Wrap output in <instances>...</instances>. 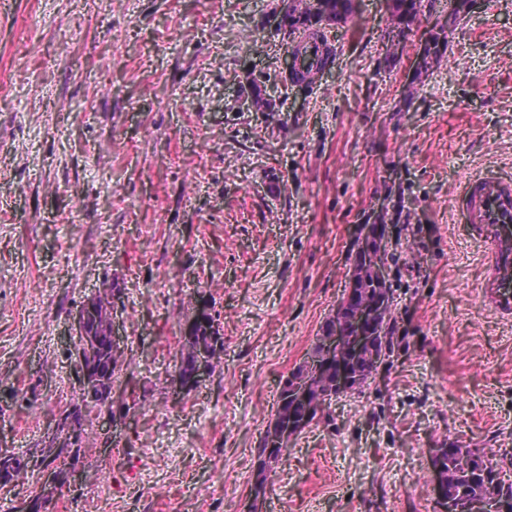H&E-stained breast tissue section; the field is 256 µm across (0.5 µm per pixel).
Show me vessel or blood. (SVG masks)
Masks as SVG:
<instances>
[{
  "mask_svg": "<svg viewBox=\"0 0 512 512\" xmlns=\"http://www.w3.org/2000/svg\"><path fill=\"white\" fill-rule=\"evenodd\" d=\"M464 224L486 232L492 285L498 288L500 310H512V177L478 175L464 182L455 202Z\"/></svg>",
  "mask_w": 512,
  "mask_h": 512,
  "instance_id": "1",
  "label": "vessel or blood"
}]
</instances>
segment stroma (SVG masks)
Returning <instances> with one entry per match:
<instances>
[{
  "mask_svg": "<svg viewBox=\"0 0 512 512\" xmlns=\"http://www.w3.org/2000/svg\"><path fill=\"white\" fill-rule=\"evenodd\" d=\"M497 2L475 0L399 112L448 0L392 61L389 0H359L303 93L276 70L281 0H0V448H42L76 403L75 317L115 277L135 354L114 417L86 416L98 471L50 512H248L280 388L347 289L386 181L410 209L387 259L409 352L302 433L260 512H439L430 452L451 443L512 477V314L487 286L485 235L452 212L467 178L512 173V0ZM247 74L275 116L243 109ZM200 292L224 369L178 395L181 302Z\"/></svg>",
  "mask_w": 512,
  "mask_h": 512,
  "instance_id": "35a3bbf8",
  "label": "stroma"
}]
</instances>
